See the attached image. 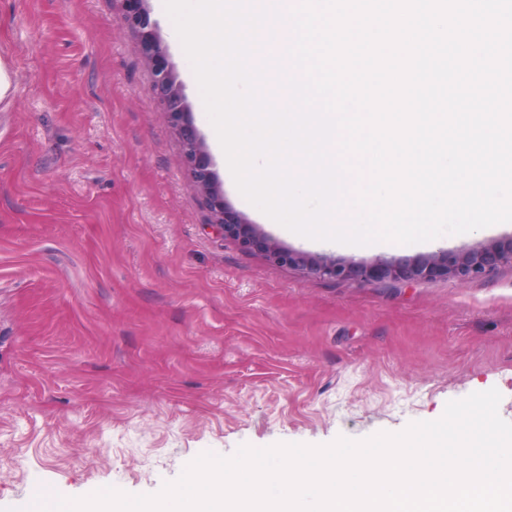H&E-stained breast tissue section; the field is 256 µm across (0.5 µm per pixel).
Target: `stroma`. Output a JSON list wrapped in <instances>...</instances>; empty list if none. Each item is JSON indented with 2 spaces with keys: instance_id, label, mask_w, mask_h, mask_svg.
<instances>
[{
  "instance_id": "obj_1",
  "label": "stroma",
  "mask_w": 512,
  "mask_h": 512,
  "mask_svg": "<svg viewBox=\"0 0 512 512\" xmlns=\"http://www.w3.org/2000/svg\"><path fill=\"white\" fill-rule=\"evenodd\" d=\"M0 512L153 494L198 455L439 419L492 388L512 422V267L402 290L328 280L220 235L116 0H0ZM226 207L289 252L369 265L477 248H348Z\"/></svg>"
}]
</instances>
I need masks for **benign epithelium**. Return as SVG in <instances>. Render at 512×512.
<instances>
[{"label": "benign epithelium", "instance_id": "obj_1", "mask_svg": "<svg viewBox=\"0 0 512 512\" xmlns=\"http://www.w3.org/2000/svg\"><path fill=\"white\" fill-rule=\"evenodd\" d=\"M116 2L120 5L121 22L134 33L135 49L152 69V93L156 106L180 137L184 159L193 173L208 211L209 224L224 234L228 233L229 227L236 226L242 230L243 246L256 247L269 259L281 260L285 255L274 239L267 236L258 225L248 223L226 208L223 187L210 168L205 140L186 120L190 104L183 84L168 61V48L158 33L157 24L151 21L149 0ZM288 258L311 274L329 280L351 279L361 275L365 279L389 280L400 284L437 276L465 281L489 278L500 267L512 266V239L451 255L439 252L415 259L382 260L371 266L355 265L331 255L292 253Z\"/></svg>", "mask_w": 512, "mask_h": 512}]
</instances>
